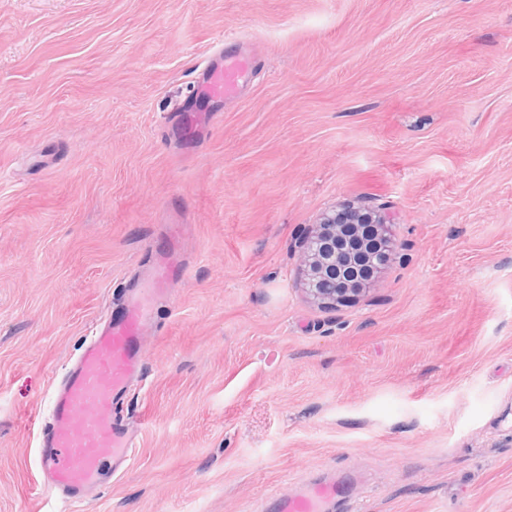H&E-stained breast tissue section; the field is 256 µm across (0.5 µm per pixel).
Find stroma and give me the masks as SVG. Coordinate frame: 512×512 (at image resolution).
<instances>
[{"mask_svg": "<svg viewBox=\"0 0 512 512\" xmlns=\"http://www.w3.org/2000/svg\"><path fill=\"white\" fill-rule=\"evenodd\" d=\"M228 34L256 70L184 142ZM348 203L402 258L323 308L299 243ZM173 221L138 453L46 500L51 385ZM318 478L350 487L325 512H512V0H0V512H262ZM213 116V114H205V112L187 110L178 112L175 121L182 136L186 139H192L210 124Z\"/></svg>", "mask_w": 512, "mask_h": 512, "instance_id": "1", "label": "stroma"}]
</instances>
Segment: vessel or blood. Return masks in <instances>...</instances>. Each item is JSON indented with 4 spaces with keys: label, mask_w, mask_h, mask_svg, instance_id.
Returning <instances> with one entry per match:
<instances>
[{
    "label": "vessel or blood",
    "mask_w": 512,
    "mask_h": 512,
    "mask_svg": "<svg viewBox=\"0 0 512 512\" xmlns=\"http://www.w3.org/2000/svg\"><path fill=\"white\" fill-rule=\"evenodd\" d=\"M255 60L238 48L225 49L217 64L206 65L194 93L214 103L236 98L251 78ZM202 112L178 113L183 137L194 138L211 122ZM177 234L168 237L145 275L129 283L128 298L107 311L92 330L89 342L50 394L48 421L37 448L40 481L49 494L79 502L99 485L105 467L120 468L137 451L138 421L118 416L116 409L143 374V336L152 323L156 299L183 279L185 269L176 254ZM340 482H326L278 497L277 512H321L322 502L340 498Z\"/></svg>",
    "instance_id": "obj_1"
}]
</instances>
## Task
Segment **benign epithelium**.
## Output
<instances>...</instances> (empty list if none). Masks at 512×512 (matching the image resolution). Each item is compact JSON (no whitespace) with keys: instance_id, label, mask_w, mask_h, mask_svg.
Wrapping results in <instances>:
<instances>
[{"instance_id":"benign-epithelium-1","label":"benign epithelium","mask_w":512,"mask_h":512,"mask_svg":"<svg viewBox=\"0 0 512 512\" xmlns=\"http://www.w3.org/2000/svg\"><path fill=\"white\" fill-rule=\"evenodd\" d=\"M301 258L305 292L319 304L339 305L359 295L361 287H343L344 278L359 274L370 262L384 268L398 258V246L384 216L365 207L332 209L320 218L303 242Z\"/></svg>"}]
</instances>
